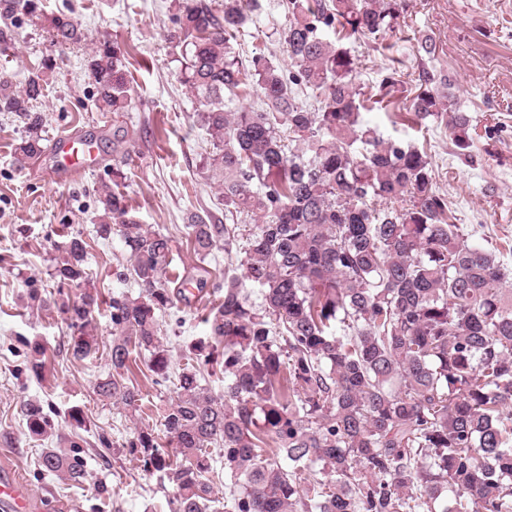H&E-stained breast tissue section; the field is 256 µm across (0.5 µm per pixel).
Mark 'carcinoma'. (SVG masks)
Here are the masks:
<instances>
[{
    "mask_svg": "<svg viewBox=\"0 0 512 512\" xmlns=\"http://www.w3.org/2000/svg\"><path fill=\"white\" fill-rule=\"evenodd\" d=\"M407 0H288L283 32L292 71L262 56L246 67L233 45L250 16L245 0H224L217 15L208 0L178 5L169 37L181 45L180 82L194 95L213 150L211 178L224 209L253 221L246 246L237 224L194 216L188 227L195 255L224 245L239 250L237 270L215 285L223 295L205 322L210 333L192 343L160 425L176 459L157 435L137 428L126 442L145 471L171 487L170 512H219L214 483L234 487L229 512H512V275L500 251L473 247L451 222L448 197L433 182L431 158L366 124L368 102L386 103L417 126L454 112V144L470 147V119L452 107L451 83L423 69L408 107L396 105L393 74L378 98L354 81V60L341 45L373 41L399 25ZM58 43L84 39L78 24L52 21ZM85 67L94 102L107 112L132 104L121 48L102 39ZM43 71L21 91L0 78V112L25 121L15 161L41 151L43 119L33 101ZM324 97L310 110L295 94ZM256 90L265 108L226 109L224 94ZM292 134L284 142L282 129ZM128 132L112 131V155H128ZM112 185L98 193L97 236L118 234L128 263L116 279H133L136 296L109 304L112 373L95 383L98 396L134 417L140 390L127 383L136 359L168 376L171 360L159 321L186 297L183 280L168 286V236L130 214ZM60 284L80 289L61 299L75 358L97 350L91 318L97 288L86 277L85 243L72 238L53 258ZM258 289L260 304L244 294ZM25 371L39 377L45 349L26 343ZM216 365L224 391L206 376ZM28 435L44 440L54 421L44 405L22 406ZM42 451L40 471L63 474L79 488L87 478L80 444ZM220 448L224 472L211 449ZM321 478L309 489L305 475Z\"/></svg>",
    "mask_w": 512,
    "mask_h": 512,
    "instance_id": "cac0c4a2",
    "label": "carcinoma"
}]
</instances>
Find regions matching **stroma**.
Returning a JSON list of instances; mask_svg holds the SVG:
<instances>
[{"label": "stroma", "mask_w": 512, "mask_h": 512, "mask_svg": "<svg viewBox=\"0 0 512 512\" xmlns=\"http://www.w3.org/2000/svg\"><path fill=\"white\" fill-rule=\"evenodd\" d=\"M284 0H256L251 22L238 39L242 61L262 55L279 67L289 64L282 32L288 24ZM35 17L18 14L12 24L0 21V39L10 46L0 58V73L23 86L31 71L42 70L44 93L34 109L44 117V141L61 133L93 136L97 160L77 180L43 175L50 158L17 166L14 150L25 135L21 119L0 112V472L20 480L31 500L30 512H169L170 487L143 471L125 444L135 427L159 429L161 413L174 396L172 382L158 380L139 356L130 376L143 396V412L130 419L125 411L99 398L97 379L111 370L109 303L113 293L137 294L134 280L120 281L115 272L127 253L119 235L101 239L95 232V191L112 180V129H127L133 153L123 165L120 190L132 213L149 230L172 241L170 279L209 272L210 285L190 302L176 303L162 317V334L173 370L194 340L207 336L204 322L218 295L211 285L222 280L228 260L217 250L198 263L192 254L190 215L224 219V199L211 179L206 160L212 150L198 104L179 82L180 49L168 37L178 11L176 0H36ZM65 14L85 39L61 45L49 31L52 17ZM106 38L128 58L127 77L135 102L126 112H103L93 103V86L83 69L92 42ZM436 45L433 56L420 52L421 40ZM356 81L376 90L389 70H396L410 102L418 73L432 70L449 78L457 105L470 117V157L460 156L452 141L450 120L425 127L407 126L392 109L375 107L363 119L383 138L424 149L431 157L436 188L447 194L454 223L468 244L503 248L512 242V0H410L395 31L381 43L350 41ZM81 238L89 252L85 272L100 293L91 327L99 349L73 358V334L55 304L30 306L28 283L48 293L76 295L73 285L59 286L51 258L56 245ZM46 349L41 377L24 370V342ZM29 400L41 401L54 414L55 435L48 442L32 439L20 415ZM80 408L86 425L71 427L67 413ZM109 447H101V438ZM80 443L88 477L81 488L57 474L40 473L43 447L59 440Z\"/></svg>", "instance_id": "35a3bbf8"}]
</instances>
